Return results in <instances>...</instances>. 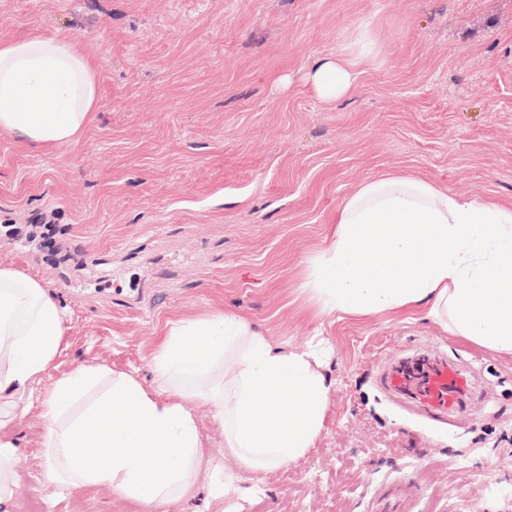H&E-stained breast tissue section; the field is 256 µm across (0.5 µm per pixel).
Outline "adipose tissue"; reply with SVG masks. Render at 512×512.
I'll list each match as a JSON object with an SVG mask.
<instances>
[{"label": "adipose tissue", "instance_id": "ef3b65f1", "mask_svg": "<svg viewBox=\"0 0 512 512\" xmlns=\"http://www.w3.org/2000/svg\"><path fill=\"white\" fill-rule=\"evenodd\" d=\"M363 51L316 58L307 80L325 103L348 96ZM98 106L94 63L61 33L0 41V135L35 149L78 141ZM301 291L317 313L425 311L471 343L512 352V203L440 189L406 172L365 180L339 208L330 244ZM67 313L39 279L0 261V512L19 449L9 424L32 407L46 420L43 459L62 489L99 486L146 512L183 499L198 472L188 402L210 407L239 468L300 461L321 435L332 385L319 349L275 345L234 311L167 320L152 380L103 363L54 368Z\"/></svg>", "mask_w": 512, "mask_h": 512}]
</instances>
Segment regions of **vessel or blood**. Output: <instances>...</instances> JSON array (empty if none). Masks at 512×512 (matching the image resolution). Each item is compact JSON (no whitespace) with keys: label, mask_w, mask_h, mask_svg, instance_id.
I'll return each mask as SVG.
<instances>
[{"label":"vessel or blood","mask_w":512,"mask_h":512,"mask_svg":"<svg viewBox=\"0 0 512 512\" xmlns=\"http://www.w3.org/2000/svg\"><path fill=\"white\" fill-rule=\"evenodd\" d=\"M384 389L413 400L424 414H460L477 387L472 369L445 356L400 360L382 378Z\"/></svg>","instance_id":"1"}]
</instances>
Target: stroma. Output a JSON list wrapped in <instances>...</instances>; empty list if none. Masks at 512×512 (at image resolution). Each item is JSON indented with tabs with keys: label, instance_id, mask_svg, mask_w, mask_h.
<instances>
[{
	"label": "stroma",
	"instance_id": "35a3bbf8",
	"mask_svg": "<svg viewBox=\"0 0 512 512\" xmlns=\"http://www.w3.org/2000/svg\"><path fill=\"white\" fill-rule=\"evenodd\" d=\"M368 28L377 51L354 92L321 102L314 58ZM59 31L98 73L99 108L77 142L36 150L0 137V260L42 280L68 311L58 371L102 362L150 380L164 323L228 308L274 343L322 344L332 382L306 458L238 472L210 493L224 431L198 404L200 476L165 512H512V355L424 314L315 315L309 259L354 187L409 170L438 187L512 202V0H0V39ZM72 251H45L44 225ZM441 348L482 372L461 420L430 421L379 384L397 357ZM17 498L48 512H141L103 487L60 493L44 475L45 422L12 428Z\"/></svg>",
	"mask_w": 512,
	"mask_h": 512
}]
</instances>
